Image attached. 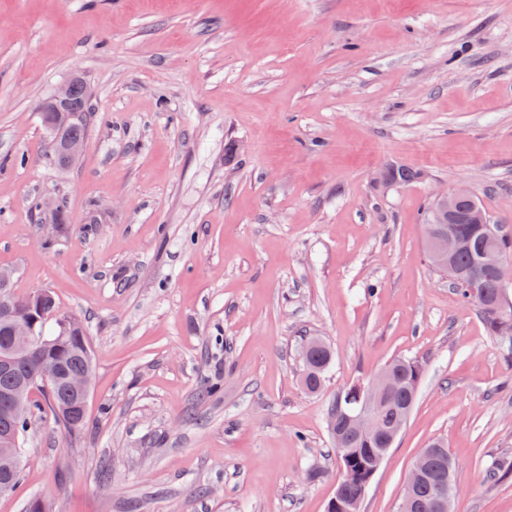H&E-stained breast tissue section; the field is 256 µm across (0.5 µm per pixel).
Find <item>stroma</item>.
I'll use <instances>...</instances> for the list:
<instances>
[{"mask_svg":"<svg viewBox=\"0 0 512 512\" xmlns=\"http://www.w3.org/2000/svg\"><path fill=\"white\" fill-rule=\"evenodd\" d=\"M75 76L93 126L60 168L38 106ZM390 163L418 179L381 189ZM460 185L512 232V0H0V267L96 359L85 422L32 423L0 512H327V409L397 357L423 376L361 512H398L437 438L451 512H512V342L425 251ZM304 345L308 351H302L300 384L306 392L315 394L322 388L325 373L333 361V351L317 337H310Z\"/></svg>","mask_w":512,"mask_h":512,"instance_id":"obj_1","label":"stroma"}]
</instances>
